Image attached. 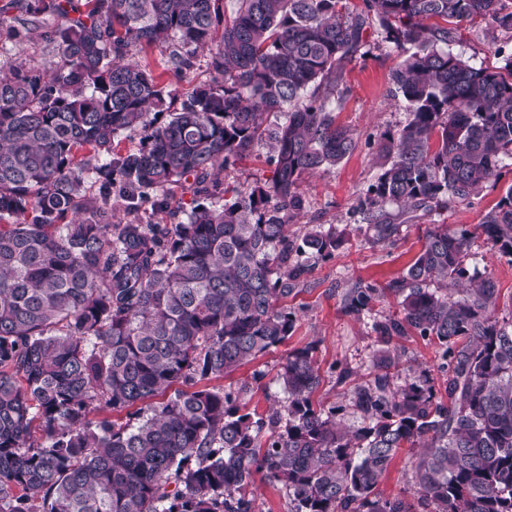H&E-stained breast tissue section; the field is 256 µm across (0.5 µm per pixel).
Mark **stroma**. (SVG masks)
I'll return each mask as SVG.
<instances>
[{
    "label": "stroma",
    "instance_id": "35a3bbf8",
    "mask_svg": "<svg viewBox=\"0 0 512 512\" xmlns=\"http://www.w3.org/2000/svg\"><path fill=\"white\" fill-rule=\"evenodd\" d=\"M499 47L507 52L512 50V32L497 29L479 17L457 27L449 44L452 52L474 66L490 68L503 64L495 53ZM51 51L43 28L30 30L24 43L17 46L10 41L7 27L0 26L1 62L19 59L38 66L49 59ZM402 58V52L374 25L366 33L362 55L356 56L345 69L347 92L341 109L336 112V121L353 132L356 147L335 167L303 177L300 191L305 200L304 213L290 231L300 236L308 226L332 224L347 229L349 237L329 257L305 254L309 271L300 292L287 300L288 307L297 313L290 336L225 376L224 387L242 388L239 405L243 411L264 416L270 406L283 400L274 377L288 353L310 345L322 374V382L313 396L315 404L324 410L339 408L345 421L353 422L349 408L351 383L337 384L335 371L346 368L354 380L368 379L372 355L380 347L372 323L392 314L396 305L389 298L376 303L372 312L355 316L343 309L346 294L361 284L382 286L397 278L421 249L427 225L444 224L452 232L465 228L476 233L486 215L512 187V165H509L503 169L501 179L488 184L476 199L453 203L421 216L395 245L376 246L359 233L363 222L359 198L380 172L377 143L385 132L401 128L410 118L406 102L392 92L391 75ZM207 59V54H200L192 70L180 73L168 69L162 48L149 50L145 57L161 81L179 91L210 82ZM473 250L475 255L469 262V271L494 280L501 292L495 315L511 323L512 262L478 236ZM392 344L404 363L416 370H428L436 384H443L445 376L435 366L434 345L415 334L393 339Z\"/></svg>",
    "mask_w": 512,
    "mask_h": 512
}]
</instances>
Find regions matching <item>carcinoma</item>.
<instances>
[{
	"mask_svg": "<svg viewBox=\"0 0 512 512\" xmlns=\"http://www.w3.org/2000/svg\"><path fill=\"white\" fill-rule=\"evenodd\" d=\"M12 2L17 44L49 16L64 22L46 32L45 65H0V512H253L258 475L286 489L290 512H512V323L495 317L494 282L469 273L467 230L429 225L399 277L344 299L360 316L394 296L374 332L434 341L448 401L425 370L397 383L387 350L352 387L356 427L314 406L310 347L288 354L285 400L264 418L241 412L246 386L218 384L291 334L283 300L308 272L305 249L346 241L333 225L300 240L289 228L303 176L356 147L335 112L367 29L405 51L392 83L410 119L380 143L383 170L360 200L368 242L394 245L512 159V54L494 70L443 49L475 17L512 30V12L500 0H363L352 15L343 0ZM153 46L177 72L209 51L211 82L167 89L134 59ZM270 112L285 118L266 126ZM131 134L138 145L118 149ZM261 144L269 179L224 187ZM174 187L190 210L153 221ZM480 229L512 259V187ZM176 384L187 389L156 400ZM402 448L413 498L383 497Z\"/></svg>",
	"mask_w": 512,
	"mask_h": 512,
	"instance_id": "obj_1",
	"label": "carcinoma"
}]
</instances>
